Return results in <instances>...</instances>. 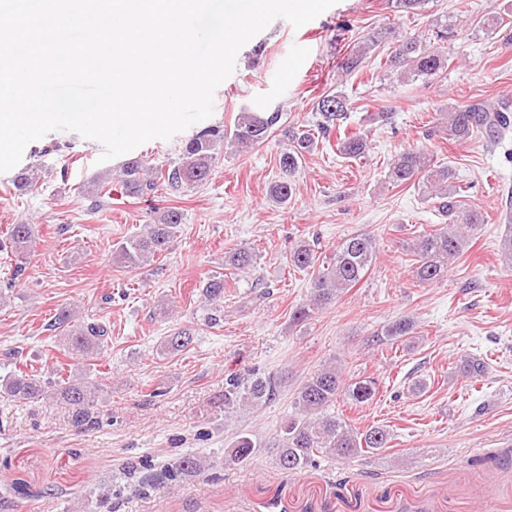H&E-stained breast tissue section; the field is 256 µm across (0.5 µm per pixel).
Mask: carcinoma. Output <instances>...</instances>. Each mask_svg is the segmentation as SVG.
<instances>
[{"label": "carcinoma", "instance_id": "obj_1", "mask_svg": "<svg viewBox=\"0 0 512 512\" xmlns=\"http://www.w3.org/2000/svg\"><path fill=\"white\" fill-rule=\"evenodd\" d=\"M378 46V37L367 39L345 50L338 68L348 74L361 67L366 55ZM450 58L437 48L427 47L421 40L411 36L397 40L394 50L385 64L402 75L412 78L432 76L448 68ZM320 121L314 130L291 129L288 131L290 148L279 156V168L284 174L282 180L270 190L271 197L280 204L288 202L293 193L290 180L299 168V161L309 150L315 135L324 137L336 133V149L340 155L359 160L368 150L367 131H350L344 126L351 102L340 93L321 96L315 103ZM277 112L239 113L233 129L226 131L218 127H206L185 143L177 160L167 168L151 167L142 160L127 162L120 172V181L125 193L134 198L148 196L160 182L178 190L202 185L210 174L212 162L221 145L228 141L236 148L255 147L268 139L273 127L279 122ZM512 129V115L502 112L485 101L471 102L448 110L443 134L462 144L476 133L484 134L493 142L501 141ZM389 177L398 186L417 183L425 188V196L437 203V210L453 217L456 229L446 227L435 229L419 237L414 250L416 267L414 275L420 281H433L444 276L448 264L462 255L468 243L467 231L484 222V216L476 209H468L456 200L461 190L451 185L452 171L446 166H435L429 155L416 149H408L396 156L389 167ZM184 213L176 207L156 211L154 223L145 233L134 234L121 242L112 253V262L124 268L134 269L151 257L167 250L177 238ZM35 238L31 224L12 226L8 240L15 254L29 250ZM377 259L376 240L368 234H356L345 239L336 247L326 264L318 269L310 282L311 299L306 306L294 309L292 321H306L315 310L331 303L336 297L353 287L368 272ZM316 256L310 246L301 244L289 253V263L305 270L315 265ZM253 254L237 250L228 256L226 264L246 270L252 266ZM201 296L211 304L212 310L220 311L224 301V277L213 276L203 285ZM51 330L59 333L67 354L77 360L89 362L99 357L110 339L108 328L96 322L80 323L73 310L63 308L54 315L49 324ZM414 324L401 319L385 330L386 337L398 341L413 334ZM193 341L190 333L178 330L164 338L163 353L175 354L186 349ZM282 379L262 375L254 370L242 374L233 372L225 378L224 417L239 413L247 405H259L274 400ZM378 390L377 380L364 377L355 382H343L336 366H324L311 375L295 393L294 412L285 420L273 439L263 445L243 432L225 449L224 460L244 464L251 460L259 448L274 450L280 470L300 472L316 467V457L329 455L340 460L370 456L387 447L389 430L375 426L362 432L351 427L345 419L336 415L337 398L343 396L355 405L372 401ZM97 387L82 378H68L64 382L44 379L41 375L18 372L5 379L3 394L11 401H24L45 397H57L74 408L77 417L87 420L91 417L90 406L95 401ZM207 467V462L194 456H183L172 466L175 476H189Z\"/></svg>", "mask_w": 512, "mask_h": 512}]
</instances>
